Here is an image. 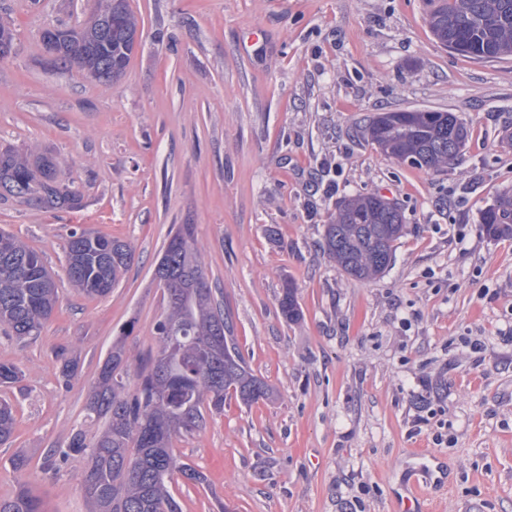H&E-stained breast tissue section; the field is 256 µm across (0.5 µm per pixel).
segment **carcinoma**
I'll return each instance as SVG.
<instances>
[{
	"instance_id": "1",
	"label": "carcinoma",
	"mask_w": 512,
	"mask_h": 512,
	"mask_svg": "<svg viewBox=\"0 0 512 512\" xmlns=\"http://www.w3.org/2000/svg\"><path fill=\"white\" fill-rule=\"evenodd\" d=\"M140 20L129 0H95V9L79 27L62 22L43 35L63 36L52 66L76 67L90 80L113 83L124 74L138 44ZM444 47L464 46L461 54L480 59L512 55V0H441L428 18ZM364 136L388 156L427 171L454 166L468 139L466 126L452 112L437 110L381 112L368 122ZM59 166L47 157L0 150V196L45 209L76 204L62 183ZM398 205L370 194L340 201L325 225L329 257L351 278L364 281L390 266L395 242L403 232ZM490 237L512 236V194H502L481 212ZM133 261L130 244L80 227L66 244V276L87 297L108 295ZM153 281L162 290L165 312L156 323V351L142 359L135 385L128 380V360L115 346L104 361L86 404L87 418L105 425L96 439L83 429L72 433L68 448L53 449L44 466L56 469L68 457L85 456V496L95 512H181L171 492L175 476L196 484L204 475L173 453V439L201 431L206 417L224 411L235 397L251 405L271 397L272 388L252 373L238 350L224 313L223 299L210 287L195 246L194 226L180 224L170 234ZM58 301L56 280L40 252L12 235L0 233V326L19 339L33 340ZM282 317L292 322L300 311L296 288L283 286L278 298ZM224 336L216 346L214 337ZM60 381L68 387L78 360L58 351ZM14 363L0 362V386L22 380ZM12 406L0 401V442L15 430ZM0 512H45L43 501L22 485L14 497L0 499Z\"/></svg>"
}]
</instances>
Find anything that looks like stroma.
<instances>
[{"label":"stroma","instance_id":"stroma-1","mask_svg":"<svg viewBox=\"0 0 512 512\" xmlns=\"http://www.w3.org/2000/svg\"><path fill=\"white\" fill-rule=\"evenodd\" d=\"M438 0H130L141 38L116 83L46 64L44 28L82 23L94 0H0L17 32L0 61V147L54 159L80 198L47 210L0 198V230L38 250L58 285L40 336L0 332L22 382L0 444V497L27 483L47 512H91L87 460L42 467L85 421L112 349L130 369L164 310L154 266L173 225L195 228L238 348L273 389L228 398L174 452L206 482L175 479L182 512H392L410 477L431 512H512V239L481 211L512 191V56L464 57L426 22ZM455 113L470 129L457 165L425 171L359 128L378 112ZM397 203L404 232L377 278L347 276L322 248L345 197ZM127 241L112 292L71 288L72 228ZM297 289L300 317L277 299ZM76 355L70 387L57 353ZM29 458L25 470L10 464ZM278 307L282 317L292 322L299 318L300 311L296 296V288L291 283H286L278 298Z\"/></svg>","mask_w":512,"mask_h":512}]
</instances>
